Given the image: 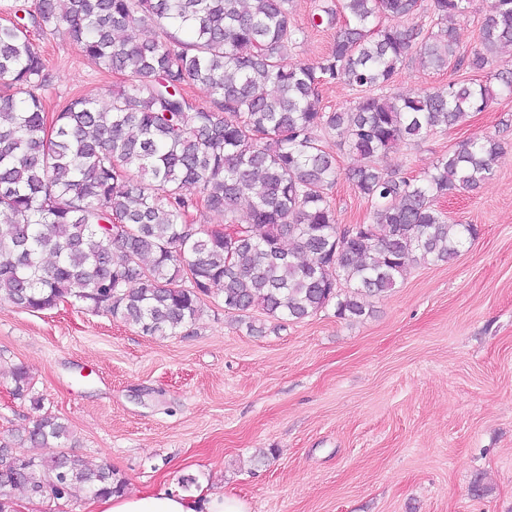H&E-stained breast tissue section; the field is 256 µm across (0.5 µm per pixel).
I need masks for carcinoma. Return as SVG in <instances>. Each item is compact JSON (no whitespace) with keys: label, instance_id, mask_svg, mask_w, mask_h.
Here are the masks:
<instances>
[{"label":"carcinoma","instance_id":"obj_1","mask_svg":"<svg viewBox=\"0 0 512 512\" xmlns=\"http://www.w3.org/2000/svg\"><path fill=\"white\" fill-rule=\"evenodd\" d=\"M292 0H38L27 22L0 23V301L31 312L73 299L137 327L175 336L223 295L224 311L299 322L328 306L355 320L366 298L396 288L408 269L449 263L477 236L450 224L439 200L493 177L500 143L470 139L412 178L379 165L393 145L446 133L483 112L498 89L512 94V0L483 17L469 67L484 82H450L413 96L392 92L406 59L448 68L459 53L457 25L470 0H339L320 6L343 25L316 64L293 58L302 29ZM412 27L405 22L417 17ZM60 24L77 50L123 76L106 102L71 99L47 118L49 77L29 23ZM154 37L144 39V27ZM343 82L360 92L347 112H326L318 88ZM207 89L200 107L184 90ZM340 137L354 162L348 179L370 203L363 229L336 224L328 190ZM187 185L199 201L186 198ZM235 239L193 222L203 205L234 223ZM12 395L40 411L22 452L0 446V512L14 493L68 500L124 489L109 465H89L65 448L70 427L29 397L28 372L11 373ZM60 451L43 455L40 448Z\"/></svg>","mask_w":512,"mask_h":512}]
</instances>
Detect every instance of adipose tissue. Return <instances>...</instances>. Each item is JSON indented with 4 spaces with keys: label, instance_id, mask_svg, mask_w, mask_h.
Wrapping results in <instances>:
<instances>
[{
    "label": "adipose tissue",
    "instance_id": "adipose-tissue-1",
    "mask_svg": "<svg viewBox=\"0 0 512 512\" xmlns=\"http://www.w3.org/2000/svg\"><path fill=\"white\" fill-rule=\"evenodd\" d=\"M92 505L95 512H248L244 501L223 492L203 487L185 493L163 483L145 493L102 496Z\"/></svg>",
    "mask_w": 512,
    "mask_h": 512
}]
</instances>
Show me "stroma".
<instances>
[{
  "label": "stroma",
  "instance_id": "obj_1",
  "mask_svg": "<svg viewBox=\"0 0 512 512\" xmlns=\"http://www.w3.org/2000/svg\"><path fill=\"white\" fill-rule=\"evenodd\" d=\"M335 2L293 0L305 30L296 59L329 53L336 26L310 20ZM31 39L51 77L48 112L76 96L108 100L122 81L65 28ZM474 76L464 62L433 71L413 58L394 91ZM484 136L503 147L492 179L441 202L478 238L450 263L411 268L358 320L329 307L298 323L263 320L253 336L213 294L196 322L161 338L70 301L40 312L0 303V442L43 409L133 492L194 475L249 512H512V96L447 133L397 143L381 165L417 176ZM329 197L339 225L370 221L343 175ZM19 365L41 409L13 398Z\"/></svg>",
  "mask_w": 512,
  "mask_h": 512
}]
</instances>
